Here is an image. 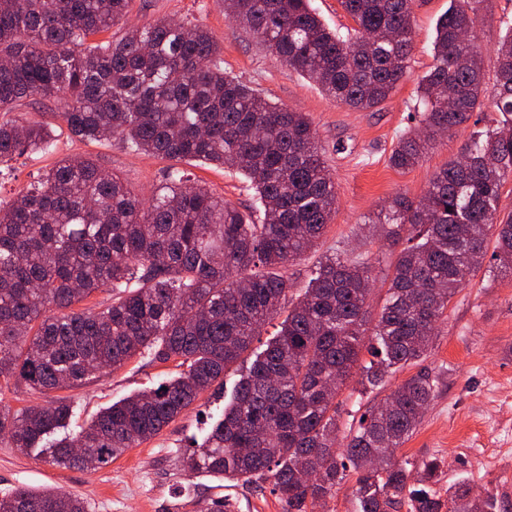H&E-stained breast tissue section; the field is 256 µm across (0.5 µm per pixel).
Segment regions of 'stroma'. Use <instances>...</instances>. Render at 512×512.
<instances>
[{
  "label": "stroma",
  "instance_id": "35a3bbf8",
  "mask_svg": "<svg viewBox=\"0 0 512 512\" xmlns=\"http://www.w3.org/2000/svg\"><path fill=\"white\" fill-rule=\"evenodd\" d=\"M450 0H413L415 36L406 77L378 107L362 110L329 100L313 81L295 72L228 18L223 0H133L127 16L109 29L119 37L160 18L203 24L219 44L225 71L251 85L264 98L305 113L336 185V212L317 246L288 265L289 301H296L311 271L325 256L368 262L372 267V309L385 298L387 279L400 250L387 238L382 220L399 194L416 198L431 174L455 159L461 147L495 127L499 112L486 108L452 132L438 137L418 166L400 171L389 155L397 138L415 127L417 87L433 63L438 19ZM512 30V0H484L476 43L482 59L485 93H494L497 49ZM85 157L120 174L141 198H151L168 166L166 160L131 152L120 139L82 141L67 128L56 131L48 154H24L0 171V201L26 192L38 174L63 157ZM197 183L243 211L261 214L255 191L232 168L185 163ZM419 371L436 381V396L416 432L401 448V458L442 459L437 492L464 482L474 491L497 493L504 512H512V274L486 265L452 299L438 326L430 353ZM231 367L155 438L125 452L98 470L58 468L39 452L24 454L0 444V495L16 487H53L85 499L88 512H283L269 485H242L221 477L183 470L181 456L192 439L220 416L239 378ZM178 372L175 363L137 357L117 370L94 375L65 395L73 417L57 438L74 436L101 410L135 392L156 386Z\"/></svg>",
  "mask_w": 512,
  "mask_h": 512
}]
</instances>
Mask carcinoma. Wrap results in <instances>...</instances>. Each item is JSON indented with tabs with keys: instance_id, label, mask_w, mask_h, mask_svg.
<instances>
[{
	"instance_id": "carcinoma-1",
	"label": "carcinoma",
	"mask_w": 512,
	"mask_h": 512,
	"mask_svg": "<svg viewBox=\"0 0 512 512\" xmlns=\"http://www.w3.org/2000/svg\"><path fill=\"white\" fill-rule=\"evenodd\" d=\"M132 0H0V112L22 99L64 101L58 117L87 141L117 137L133 151L174 162L149 207L117 173L64 158L0 206V379L34 391L75 388L105 368L147 355L178 376L105 408L76 437L48 442L73 406H0V440L41 449L57 467L97 470L158 435L250 350L281 313L282 270L317 245L335 212L336 186L306 115L263 98L224 72L210 32L159 20L90 44ZM413 0H341L356 24L349 42L309 0H224V9L293 70L347 105L377 107L404 78L414 37ZM483 0H451L440 17L433 65L417 88L418 128L392 149V167L419 165L438 136L484 106L475 50ZM493 106L503 125L468 142L435 171L419 200L389 203L388 235H406L373 328L366 262L326 256L256 354L219 421L182 456L191 472L271 486L285 512L315 502L352 476L358 512H501L497 496L460 484L433 493L442 460L386 456L419 425L435 379L419 372L368 402L336 447L337 397L362 350L363 388L430 350L465 278L490 259L512 271V215L498 218L512 177V36L497 51ZM53 129L0 121V165L45 151ZM183 160L233 166L259 196V221L194 184ZM495 237L488 252L489 236ZM112 289L103 308H78ZM317 472L309 482L301 470ZM0 512H87L52 488L18 487Z\"/></svg>"
}]
</instances>
